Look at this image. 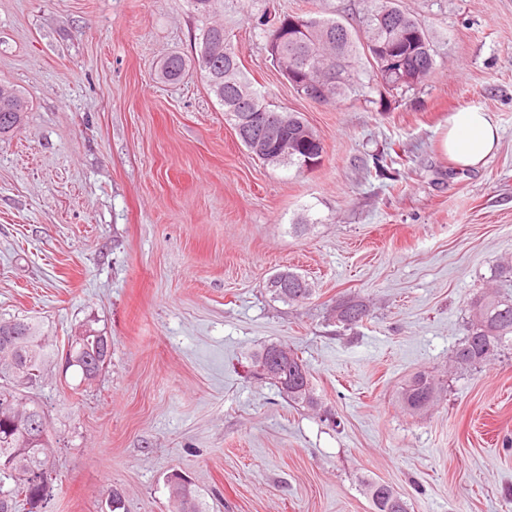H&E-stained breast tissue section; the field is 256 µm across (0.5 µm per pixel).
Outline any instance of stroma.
Masks as SVG:
<instances>
[{
    "label": "stroma",
    "instance_id": "1",
    "mask_svg": "<svg viewBox=\"0 0 512 512\" xmlns=\"http://www.w3.org/2000/svg\"><path fill=\"white\" fill-rule=\"evenodd\" d=\"M353 19L363 0H274ZM219 0L242 69L325 143L308 171L238 141L190 55L189 0H0V83L28 101L0 139V318L38 323L56 348L91 325L112 356L91 385L48 367L28 394L47 416L54 480L41 512H171L187 477L209 512H372L368 481L409 512H512V353L453 368L470 305L512 292V0H402L433 32L437 68L384 102L299 96L249 17ZM489 112L499 144L480 167L446 157L451 112ZM396 179L376 176V157ZM292 270L306 303L273 299ZM358 301L368 320L332 311ZM283 343L306 361L317 409L249 376ZM418 371L444 391L409 414ZM274 298L288 304L304 303L312 296L308 280L301 274L284 270L275 274L267 283Z\"/></svg>",
    "mask_w": 512,
    "mask_h": 512
}]
</instances>
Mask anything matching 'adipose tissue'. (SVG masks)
I'll return each mask as SVG.
<instances>
[{
    "instance_id": "adipose-tissue-1",
    "label": "adipose tissue",
    "mask_w": 512,
    "mask_h": 512,
    "mask_svg": "<svg viewBox=\"0 0 512 512\" xmlns=\"http://www.w3.org/2000/svg\"><path fill=\"white\" fill-rule=\"evenodd\" d=\"M497 142V126L489 112L466 107L450 115L441 149L457 167L468 169L481 165Z\"/></svg>"
}]
</instances>
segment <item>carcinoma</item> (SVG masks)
<instances>
[{"label": "carcinoma", "mask_w": 512, "mask_h": 512, "mask_svg": "<svg viewBox=\"0 0 512 512\" xmlns=\"http://www.w3.org/2000/svg\"><path fill=\"white\" fill-rule=\"evenodd\" d=\"M292 17L305 21L304 30L292 29ZM251 25L265 39L273 63L283 74L295 67L309 80L317 81L327 71H335V80L327 89V103L355 97L371 102L374 92L410 88L411 84L400 76L383 73L382 56L392 45L400 49V56L419 82L437 66L428 29L400 0H366V8L354 24L310 15H277L266 9L251 16ZM191 68L206 78L210 93L224 108V115L244 146H249L255 132L242 118L245 112L263 116L276 127L279 137L291 144L293 152L286 157L277 153L276 146H270L264 163L295 165L301 170L306 159L323 157L324 142L303 114L276 108L254 88L241 68L239 49L222 23L212 20L201 29L195 56L189 58L179 52L167 55L158 76L173 83ZM27 110L24 98L15 89L5 88L0 94V138L21 125ZM267 288L274 298L288 304H300L312 296L308 280L289 270L275 274ZM336 317L344 325L354 327L368 317V310L361 303L350 302L336 310ZM0 336L15 337L16 356L22 364L17 376L8 369H0V512H15L20 505L27 512H39L38 491L27 485L26 475L49 466V441H25L13 419L27 409L20 387L41 381L52 351L46 338L29 322L1 320ZM100 344L98 336L92 334L80 339L68 337L65 356L73 360L69 367L77 369L83 383L88 382L84 365ZM506 349L512 350V297L490 292L473 302L469 334L455 348L453 361L461 368H475ZM301 369L308 370L307 363L296 351L287 349L280 389L291 402L314 408L318 398L311 380H298ZM439 392V383L433 377L418 372L403 389L402 404L412 413H422L437 402ZM169 487H183L188 496L186 500H173V512H206L205 504L190 486L181 483L180 476L172 475ZM367 494L373 512H408L406 502L384 482L368 483Z\"/></svg>", "instance_id": "1"}]
</instances>
